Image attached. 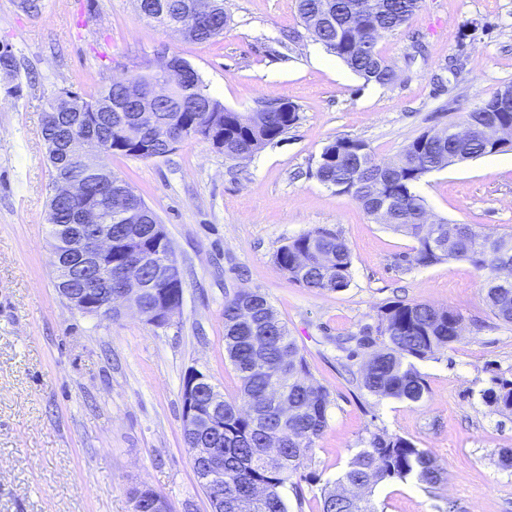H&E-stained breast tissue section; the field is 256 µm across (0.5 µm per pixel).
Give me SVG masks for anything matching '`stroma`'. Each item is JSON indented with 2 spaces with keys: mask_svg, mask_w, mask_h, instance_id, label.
<instances>
[{
  "mask_svg": "<svg viewBox=\"0 0 512 512\" xmlns=\"http://www.w3.org/2000/svg\"><path fill=\"white\" fill-rule=\"evenodd\" d=\"M19 3L0 0V46L17 58L15 72H0V512H133L130 491L142 485L174 512H211L184 440L182 383L194 368L226 399L239 394L224 352V302L242 289L267 297L311 383L330 394L301 490L284 491L288 512H320L322 488L378 430L412 440L448 470L433 487L378 485V512H512V470L499 465L512 449V414L483 398L493 376L512 377V324L495 318L469 262L398 265L414 240L314 176L335 139L363 140L389 162L512 84V0H422L377 42L396 72L385 86L364 83L315 41L297 0H224V34L206 42L147 20L137 0H38L34 12ZM174 55L225 107L247 114L281 99L299 119L236 161L194 138L162 158H107L164 224L183 295L166 327L129 311L94 318L55 288L42 117L61 90L88 96ZM418 192L431 218L512 235V147L431 172ZM314 227L350 248L347 289L304 287L274 264L280 245ZM394 301L463 318L459 339L419 362L428 392L417 403L362 389L363 358L336 347Z\"/></svg>",
  "mask_w": 512,
  "mask_h": 512,
  "instance_id": "stroma-1",
  "label": "stroma"
}]
</instances>
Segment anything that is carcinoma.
Listing matches in <instances>:
<instances>
[{
  "instance_id": "cac0c4a2",
  "label": "carcinoma",
  "mask_w": 512,
  "mask_h": 512,
  "mask_svg": "<svg viewBox=\"0 0 512 512\" xmlns=\"http://www.w3.org/2000/svg\"><path fill=\"white\" fill-rule=\"evenodd\" d=\"M199 0H141L142 15L162 26L168 18L195 9ZM211 12L197 27L190 40L208 41L223 34L227 25L224 0H209ZM336 7L335 28L309 29L315 40L355 72L364 83L387 85L393 71L376 49L377 37L404 25L420 8L421 0H388V11L370 19L367 32L351 40L346 34L355 12L350 6L359 0H298V12L308 22L326 4ZM148 81L150 76L132 72L86 99L99 120L90 125L63 110L60 96L53 97L44 114L42 139L47 148L51 177L59 171L53 156L54 143L63 134L86 140L89 155L110 156L128 152L117 147L121 117L112 111V98L131 81ZM492 98L483 100L468 113L465 123L512 125V112H489ZM224 121V158L235 161L250 156L277 140L298 120V112H283L280 101L251 116L224 107L209 91L200 74H195L175 100L163 103L154 118L146 121V134L157 135L163 125L195 126ZM498 152L495 144L482 135L459 139L454 127L441 139L410 141L400 156L388 164L378 163L368 145L359 139L338 138L327 145L317 163L315 177L323 185L350 196L369 215L378 202L387 201L390 217L386 225L416 241L410 263L419 267L449 260H466L483 278L485 299L494 315L512 323V236L497 235L476 224H450L425 217V200L417 187L423 178L448 165ZM100 175L88 176V191L103 204L112 236L125 240L132 230L123 214L141 206V231L160 223L156 213L136 195L128 183L104 165ZM68 223L66 208L50 199L47 224L53 243H58L60 225ZM150 236L139 243L112 252V278L137 248L155 247ZM274 262L289 278L306 288L338 291L351 281L352 255L340 235L330 229L312 228L274 253ZM462 316L448 308L425 303L389 302L378 308L376 325L367 326L353 337L355 346L337 344L346 358L359 350L375 348L361 373V387L369 393L411 402L420 401L428 388L414 364L447 348L460 336ZM224 350L241 382L240 394L224 401V424L211 447L224 450V471L214 483L224 493L223 512H288L282 490L290 485L299 490L303 462L328 426L329 393L308 381L310 370L286 325L272 304L258 291L241 290L224 302ZM485 392L486 403L512 411V378L495 377ZM288 402V411L265 414L275 394ZM446 471L412 441L379 431L371 435L334 486L321 491V512H377L369 497L352 494L347 487L372 489L379 484L410 477L434 486L444 480ZM133 509L161 496L149 486L131 492Z\"/></svg>"
}]
</instances>
